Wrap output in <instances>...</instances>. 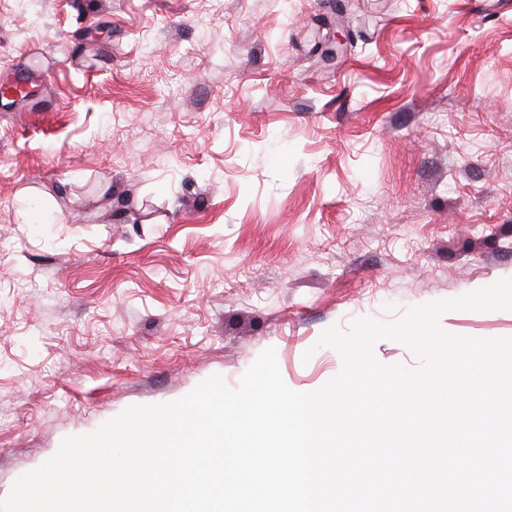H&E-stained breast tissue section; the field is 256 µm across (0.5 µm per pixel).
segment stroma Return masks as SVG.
Masks as SVG:
<instances>
[{
  "label": "stroma",
  "mask_w": 512,
  "mask_h": 512,
  "mask_svg": "<svg viewBox=\"0 0 512 512\" xmlns=\"http://www.w3.org/2000/svg\"><path fill=\"white\" fill-rule=\"evenodd\" d=\"M33 58L48 88L0 100V499L129 406L269 347L310 392L327 327L512 279V0H0V76Z\"/></svg>",
  "instance_id": "stroma-1"
}]
</instances>
